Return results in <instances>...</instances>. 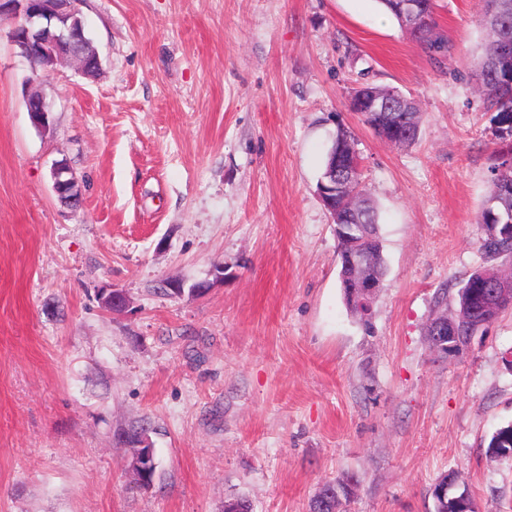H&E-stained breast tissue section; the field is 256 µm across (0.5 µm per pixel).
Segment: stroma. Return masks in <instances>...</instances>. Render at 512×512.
Segmentation results:
<instances>
[{
    "label": "stroma",
    "instance_id": "stroma-1",
    "mask_svg": "<svg viewBox=\"0 0 512 512\" xmlns=\"http://www.w3.org/2000/svg\"><path fill=\"white\" fill-rule=\"evenodd\" d=\"M79 9L93 79L68 66L30 83L0 34V512H224L241 495L309 512L351 474L347 512H433L451 470L481 512H512V457H486L512 423V309L458 355L425 340L485 266L474 218L512 151L473 77L480 0H435L444 54L378 0ZM363 83L418 102L414 145L350 111ZM33 90L48 127L26 111ZM341 125L387 266L367 327L317 191ZM61 160L80 208L53 191ZM110 290L126 308L101 306ZM143 422L158 474L138 490L121 436Z\"/></svg>",
    "mask_w": 512,
    "mask_h": 512
}]
</instances>
